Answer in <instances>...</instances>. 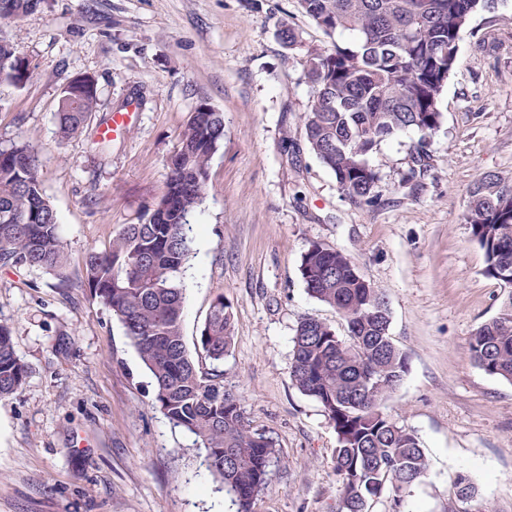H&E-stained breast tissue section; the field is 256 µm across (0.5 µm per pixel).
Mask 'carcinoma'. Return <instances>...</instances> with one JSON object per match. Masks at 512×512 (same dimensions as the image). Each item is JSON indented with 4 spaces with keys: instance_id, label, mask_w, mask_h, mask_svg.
Here are the masks:
<instances>
[{
    "instance_id": "obj_1",
    "label": "carcinoma",
    "mask_w": 512,
    "mask_h": 512,
    "mask_svg": "<svg viewBox=\"0 0 512 512\" xmlns=\"http://www.w3.org/2000/svg\"><path fill=\"white\" fill-rule=\"evenodd\" d=\"M500 0H297L299 9L333 39L306 50V77L315 88L303 116L310 152L358 203L378 200V176L368 157L381 143L412 128L421 141L443 119L441 97L457 63L461 31ZM41 0H0V28L36 10ZM346 34L339 43L335 36ZM31 77L18 44L0 35V82ZM75 106L56 112L59 133L80 132L97 108V88L73 84ZM198 104L181 134L167 191L142 224H127L103 249L85 256V286L125 328L149 371L154 402L176 427L195 435L203 465L236 512H253L278 455L275 440L251 427L239 395L224 386L233 342V313L217 296L200 334L212 368L189 356L182 335L183 274L190 254L189 216L204 199L209 161L224 141V113ZM464 223L483 251V274L507 289L498 313L479 325L468 351L485 373L512 382V186L488 173L469 190ZM65 255L56 212L45 196L38 159L21 141L0 143V266L56 272ZM307 293L346 321L351 342L329 324L301 319L292 337L290 376L333 423V468L340 489L336 512H370L390 494L394 507L421 482L427 461L415 433L398 426L381 404L408 371L406 354L389 336L384 292L357 275L342 252L319 242L301 256ZM28 367L11 329L0 323V399L25 383ZM458 500L474 498L465 474L454 479Z\"/></svg>"
}]
</instances>
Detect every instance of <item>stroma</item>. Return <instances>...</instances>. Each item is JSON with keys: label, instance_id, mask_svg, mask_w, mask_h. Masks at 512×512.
I'll return each mask as SVG.
<instances>
[{"label": "stroma", "instance_id": "obj_1", "mask_svg": "<svg viewBox=\"0 0 512 512\" xmlns=\"http://www.w3.org/2000/svg\"><path fill=\"white\" fill-rule=\"evenodd\" d=\"M292 26L301 45L282 46ZM32 70L0 83V142H27L54 207L62 275L0 267V323L28 376L0 399V512H232L194 435L153 404V383L121 323L84 285V257L145 222L166 191L169 161L197 104L224 114V141L192 214L182 332L196 363L210 305L224 296L234 339L224 383L252 426L279 448L253 512H333L336 431L290 378L301 318L347 338L336 311L311 298L302 253L321 242L382 289L408 371L382 410L414 431L428 470L401 512H512V382L469 358L473 331L504 290L463 221L485 173L512 183V0L473 16L430 135L429 169L410 177L419 132L369 157L380 202H353L309 151L302 115L314 95L309 45L332 41L296 0H43L7 27ZM95 78L98 106L64 138L55 113L76 76ZM129 133L98 142L113 113ZM475 497L459 501L457 474Z\"/></svg>", "mask_w": 512, "mask_h": 512}]
</instances>
